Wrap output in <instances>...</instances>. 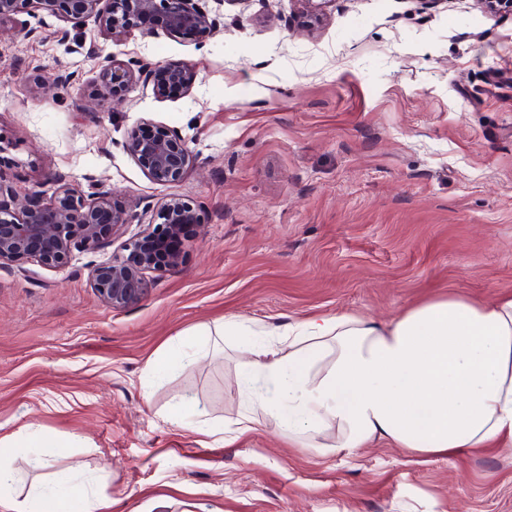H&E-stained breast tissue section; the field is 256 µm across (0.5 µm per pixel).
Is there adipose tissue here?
<instances>
[{
    "label": "adipose tissue",
    "instance_id": "adipose-tissue-1",
    "mask_svg": "<svg viewBox=\"0 0 512 512\" xmlns=\"http://www.w3.org/2000/svg\"><path fill=\"white\" fill-rule=\"evenodd\" d=\"M214 335L237 337L247 391L226 434L251 430L256 414L302 448L352 454L386 439L415 452L455 456L512 447V296L493 304L451 295L388 324L344 313L263 328L230 318ZM18 476L0 456V512H58L57 494L17 499Z\"/></svg>",
    "mask_w": 512,
    "mask_h": 512
}]
</instances>
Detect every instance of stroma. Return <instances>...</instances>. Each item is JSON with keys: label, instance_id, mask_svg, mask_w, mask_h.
Returning <instances> with one entry per match:
<instances>
[{"label": "stroma", "instance_id": "obj_1", "mask_svg": "<svg viewBox=\"0 0 512 512\" xmlns=\"http://www.w3.org/2000/svg\"><path fill=\"white\" fill-rule=\"evenodd\" d=\"M207 7L213 32L134 35L122 61L191 64L190 95L140 83L100 102L76 89L94 56L43 14L0 24V179L55 195L56 174L94 177L137 214L62 272L0 268V453L29 478L73 472L93 506L68 512H512V454H420L380 439L352 455L298 448L259 418L227 444L242 407L238 352L207 345L156 377L171 340L227 318L268 329L354 313L388 323L454 293L512 296V16L475 0H333L307 34L291 0ZM71 73L77 86L55 89ZM152 119L194 165L152 182L124 150ZM178 196L201 214L186 258L115 311L92 265L121 255ZM194 400L183 424L173 406ZM53 443L50 466L32 462Z\"/></svg>", "mask_w": 512, "mask_h": 512}]
</instances>
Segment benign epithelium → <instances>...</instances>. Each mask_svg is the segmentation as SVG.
Masks as SVG:
<instances>
[{"instance_id": "7a95c632", "label": "benign epithelium", "mask_w": 512, "mask_h": 512, "mask_svg": "<svg viewBox=\"0 0 512 512\" xmlns=\"http://www.w3.org/2000/svg\"><path fill=\"white\" fill-rule=\"evenodd\" d=\"M303 27L311 31L321 25L334 0H293ZM490 14L512 15V0H475ZM44 10L73 25L93 20L112 42L124 41L134 31H158L190 39L215 27V19L199 0H0V23L27 10ZM72 50L99 58V74L91 95L105 101L123 95L143 82L152 86L155 97L173 99L192 91L198 73L190 65H161L148 60L131 66L117 54L101 53L71 38L67 29L58 30ZM124 149L156 184L180 181L193 165V156L183 140L167 127L148 118L128 129ZM54 198L44 201L39 190H17L0 182V268L35 262L44 268L64 271L74 252H97L135 216L111 205L108 191L95 181L88 190L63 182ZM161 223L148 224L126 245L128 254L89 268V278L101 302L122 310L146 298L151 275L179 268L185 261L184 229L200 222L194 207L179 197L167 199L160 209Z\"/></svg>"}]
</instances>
